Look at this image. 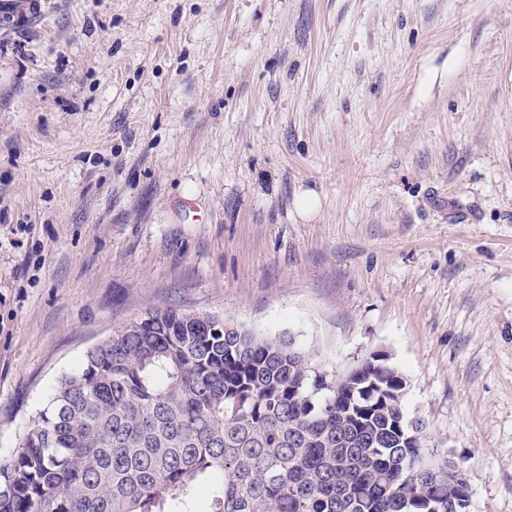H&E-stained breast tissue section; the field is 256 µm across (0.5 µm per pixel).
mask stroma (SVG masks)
<instances>
[{
    "label": "stroma",
    "mask_w": 512,
    "mask_h": 512,
    "mask_svg": "<svg viewBox=\"0 0 512 512\" xmlns=\"http://www.w3.org/2000/svg\"><path fill=\"white\" fill-rule=\"evenodd\" d=\"M150 307L332 372L385 352L470 512H512V0H58L0 33V459Z\"/></svg>",
    "instance_id": "35a3bbf8"
}]
</instances>
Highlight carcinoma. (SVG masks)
I'll list each match as a JSON object with an SVG mask.
<instances>
[{
	"label": "carcinoma",
	"instance_id": "carcinoma-1",
	"mask_svg": "<svg viewBox=\"0 0 512 512\" xmlns=\"http://www.w3.org/2000/svg\"><path fill=\"white\" fill-rule=\"evenodd\" d=\"M292 336L148 308L91 347L0 461V512H454L395 368L350 396ZM421 472L415 484L410 470Z\"/></svg>",
	"mask_w": 512,
	"mask_h": 512
}]
</instances>
